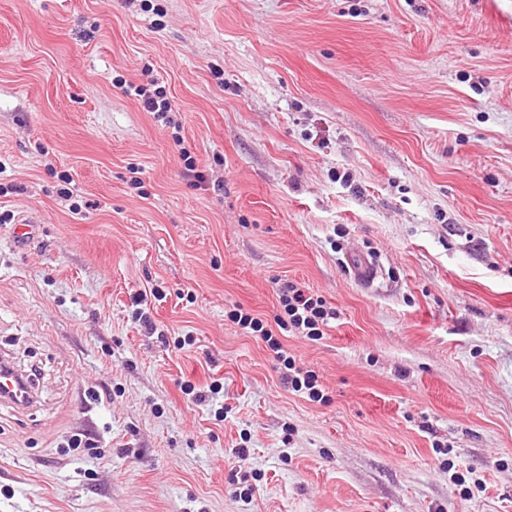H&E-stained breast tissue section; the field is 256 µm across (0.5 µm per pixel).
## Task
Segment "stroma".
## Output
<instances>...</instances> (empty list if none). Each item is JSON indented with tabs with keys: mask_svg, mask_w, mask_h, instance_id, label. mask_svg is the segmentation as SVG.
<instances>
[{
	"mask_svg": "<svg viewBox=\"0 0 512 512\" xmlns=\"http://www.w3.org/2000/svg\"><path fill=\"white\" fill-rule=\"evenodd\" d=\"M1 353L0 512H512V0H0ZM127 93L138 97L143 108L147 112H154L157 120H166V124H169V126L173 125L176 129L180 127L178 122H175L172 117L168 116L169 112H173L172 104L167 98L166 91L161 86L151 91L144 85H130ZM348 273H352L354 278L367 284L373 285L378 278L379 266L373 257L367 255L353 254L347 256V264H345ZM278 291L283 315L276 316L275 324L281 333L296 332L316 341L324 336L325 328L336 321V309L304 288L285 282ZM230 319L246 333H259L255 336H260L267 343L268 347L275 353L276 360L283 366L279 367L281 369V379L288 389L306 395L312 401L323 400L324 395L319 388L318 376L311 370H304V368L297 366L295 360L283 350L272 329L265 327L262 320L239 309L231 311Z\"/></svg>",
	"mask_w": 512,
	"mask_h": 512,
	"instance_id": "obj_1",
	"label": "stroma"
}]
</instances>
